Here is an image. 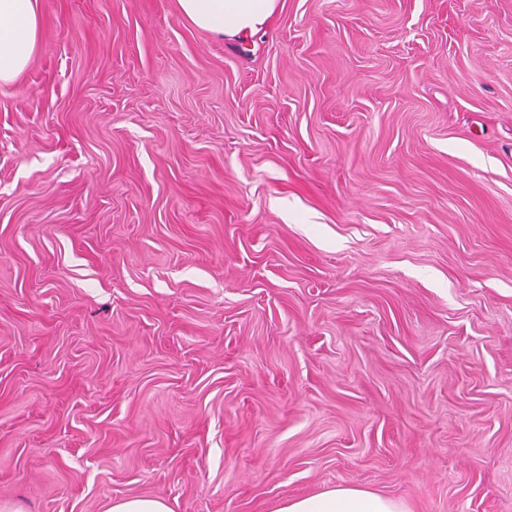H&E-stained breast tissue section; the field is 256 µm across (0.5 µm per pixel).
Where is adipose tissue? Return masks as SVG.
Returning a JSON list of instances; mask_svg holds the SVG:
<instances>
[{"label":"adipose tissue","instance_id":"ef3b65f1","mask_svg":"<svg viewBox=\"0 0 512 512\" xmlns=\"http://www.w3.org/2000/svg\"><path fill=\"white\" fill-rule=\"evenodd\" d=\"M194 27L236 44L265 33L279 0H177ZM41 29L37 0H0V82L18 78L35 52ZM274 512H405L402 504L372 491L341 486L291 500Z\"/></svg>","mask_w":512,"mask_h":512}]
</instances>
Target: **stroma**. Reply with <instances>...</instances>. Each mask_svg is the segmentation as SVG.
Wrapping results in <instances>:
<instances>
[{
  "mask_svg": "<svg viewBox=\"0 0 512 512\" xmlns=\"http://www.w3.org/2000/svg\"><path fill=\"white\" fill-rule=\"evenodd\" d=\"M0 83V512H512V0H37ZM177 6L194 27L245 44L265 33L279 0H177ZM273 512H405L402 504L367 489L341 486L290 500ZM109 512H171V510L160 499L132 497L112 505Z\"/></svg>",
  "mask_w": 512,
  "mask_h": 512,
  "instance_id": "1",
  "label": "stroma"
}]
</instances>
